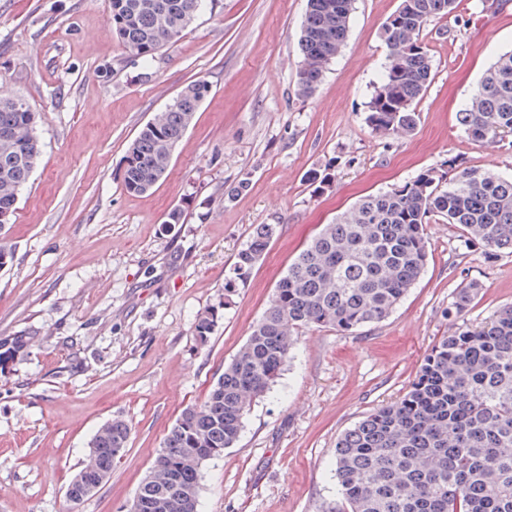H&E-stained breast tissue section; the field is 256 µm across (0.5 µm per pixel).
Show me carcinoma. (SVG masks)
<instances>
[{
  "label": "carcinoma",
  "mask_w": 512,
  "mask_h": 512,
  "mask_svg": "<svg viewBox=\"0 0 512 512\" xmlns=\"http://www.w3.org/2000/svg\"><path fill=\"white\" fill-rule=\"evenodd\" d=\"M204 6L205 0H110L109 22L124 45L147 60ZM457 6L458 0H402L389 18L382 33L389 48L385 74L366 116L373 131L403 136L414 129V103L432 81L422 32ZM352 11L353 0H308L298 96L315 93L345 45ZM209 93L205 80L187 84L139 130L124 159L126 192L145 194L167 176L174 150ZM459 119L477 141L512 135V52L486 70ZM38 123L25 100L0 97V214H8L9 224L41 157ZM432 217L459 230L468 248L512 253V177L459 165L442 174L427 170L364 197L323 225L288 266L204 401L186 408L167 434L136 489L141 512H198L203 462L239 440L252 402L270 390L287 363L295 334L311 326L352 332L387 318L427 264ZM275 232L274 224L256 227L224 274L225 287L248 280ZM477 293L474 283L461 289L455 314L465 312ZM217 319L213 308L198 315L200 342ZM27 344L21 336L0 343V363ZM130 433L120 418L94 432L86 484L102 486L100 476L112 474ZM335 474L344 512H512V305L444 337L399 400L341 435Z\"/></svg>",
  "instance_id": "cac0c4a2"
}]
</instances>
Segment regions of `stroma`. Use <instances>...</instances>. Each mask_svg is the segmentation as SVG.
Returning a JSON list of instances; mask_svg holds the SVG:
<instances>
[{
    "label": "stroma",
    "instance_id": "1",
    "mask_svg": "<svg viewBox=\"0 0 512 512\" xmlns=\"http://www.w3.org/2000/svg\"><path fill=\"white\" fill-rule=\"evenodd\" d=\"M401 0H354L345 45L312 97L295 92L307 0H213L152 60L113 34L109 0H0V90L39 115L41 159L0 231V512H126L181 412L201 403L262 316L302 245L362 196L464 162L512 175V136L476 141L457 120L486 69L512 50V0H461L424 34L433 79L401 138L371 130L367 106ZM211 92L166 179L122 187L139 129L188 83ZM331 171L324 191L313 174ZM249 188L233 202L224 191ZM184 221L168 223L172 209ZM260 224L277 232L246 283L224 270ZM428 264L385 320L346 333L300 330L279 379L234 447L201 467L199 512H329L337 439L398 400L444 336L512 304V254L466 247L430 220ZM477 284L464 316L460 288ZM219 311L207 342L195 323ZM131 434L110 478L80 504L66 488L93 431Z\"/></svg>",
    "mask_w": 512,
    "mask_h": 512
}]
</instances>
